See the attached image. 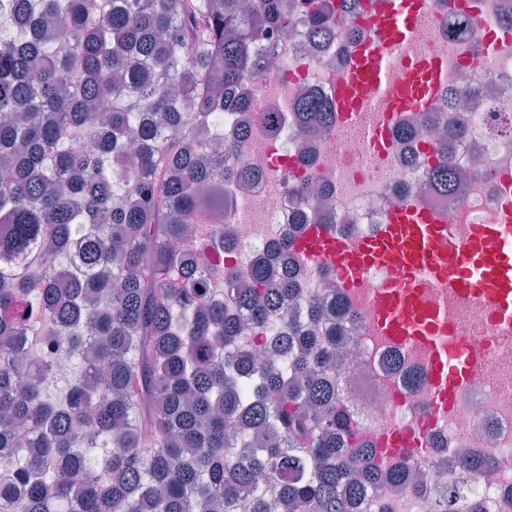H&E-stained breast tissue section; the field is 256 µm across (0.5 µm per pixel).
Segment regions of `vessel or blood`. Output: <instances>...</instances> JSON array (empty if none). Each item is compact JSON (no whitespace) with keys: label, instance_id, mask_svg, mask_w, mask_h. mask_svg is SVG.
Masks as SVG:
<instances>
[{"label":"vessel or blood","instance_id":"1","mask_svg":"<svg viewBox=\"0 0 512 512\" xmlns=\"http://www.w3.org/2000/svg\"><path fill=\"white\" fill-rule=\"evenodd\" d=\"M373 8L371 32L352 45V63L336 83V110L340 121L358 120L367 108L366 91L382 90L378 117L364 131L370 145L380 149L397 112L429 105L445 79L446 67L436 55L409 50L412 34L425 18L424 0H375ZM388 48L406 52L394 82L388 79L384 54ZM502 207L504 225L475 227L445 251L435 250L433 243L447 235V225L415 202L394 211L375 236L352 240L314 227L299 244L308 261L335 271L348 288L372 267L392 270V279L374 296L375 318L395 343L418 339L432 350L431 411L436 415L449 413L474 361L447 305L427 304L422 296L432 286L452 289L461 298L480 300L494 322L512 330V250L504 239L505 225L512 221L511 186L503 193ZM447 335L456 338L455 350L444 345Z\"/></svg>","mask_w":512,"mask_h":512}]
</instances>
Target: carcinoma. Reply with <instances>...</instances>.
Wrapping results in <instances>:
<instances>
[{
  "instance_id": "carcinoma-1",
  "label": "carcinoma",
  "mask_w": 512,
  "mask_h": 512,
  "mask_svg": "<svg viewBox=\"0 0 512 512\" xmlns=\"http://www.w3.org/2000/svg\"><path fill=\"white\" fill-rule=\"evenodd\" d=\"M360 6L303 4L319 42ZM290 22L283 0H0V457L24 483L0 478V512H352L378 479L336 355L292 314L270 324L293 277L259 250L232 303H200L230 251L214 179L246 132L198 137L250 111L257 35ZM293 119L337 112L302 97ZM456 136L427 169L447 193ZM188 232L201 251H170ZM348 315L310 303L312 323ZM247 331L277 356L239 352ZM61 347L81 370L52 402Z\"/></svg>"
}]
</instances>
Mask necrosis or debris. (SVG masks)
<instances>
[{
    "label": "necrosis or debris",
    "instance_id": "1",
    "mask_svg": "<svg viewBox=\"0 0 512 512\" xmlns=\"http://www.w3.org/2000/svg\"><path fill=\"white\" fill-rule=\"evenodd\" d=\"M511 11L512 0H480L478 12L469 13L464 31L457 32L439 0H428L414 47L441 56L447 78L428 108L398 113L390 148L382 154L355 126H336L304 139L291 124L271 129L269 116L293 111L299 93L334 98L336 82L350 65L352 43L369 34L367 17L359 13L344 20L333 41L317 47L307 38L304 16L294 13L288 31L270 32L259 44L260 52L276 53L277 60L272 71L249 83V135L229 156L240 169L259 170L266 178L258 185H224V196L233 203L224 221L237 243L238 269L247 267L254 251L263 250L273 267L299 270L302 290L292 311L301 319L316 296L348 304L352 316L340 327L352 357L340 366L339 389L357 440L376 445L393 428L422 432L423 450L411 463L440 476L446 485L459 477V449L491 462L490 475L471 478L465 494L455 499V512H500L502 503L512 499V334L501 335L490 326L477 302L445 288L426 293L425 302L447 304L477 358L467 386L456 395L453 413L430 417L429 350L415 342L391 343L373 322L374 294L390 270L374 267L357 287L346 288L332 270L299 260L280 245L299 235L294 221L299 212H324L336 234L358 239L373 236L392 211L415 201L447 224V237L434 243L440 251L467 237L474 225L502 223L498 189L505 176H512V26L498 21ZM491 24L498 27L501 45L492 53L477 52ZM452 89L470 102V109L449 110ZM456 126L468 132L454 148L466 187L462 194L445 196L427 179L423 152L435 144L437 129ZM276 157L306 160L324 195L310 193L302 202L289 196L280 174L270 170ZM433 498L430 489L385 483L371 489L355 512H432Z\"/></svg>",
    "mask_w": 512,
    "mask_h": 512
}]
</instances>
